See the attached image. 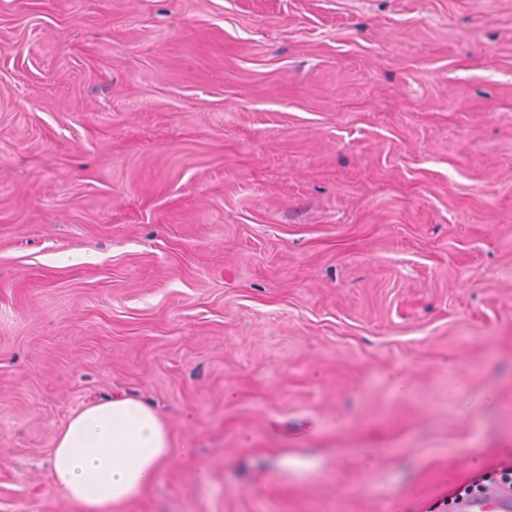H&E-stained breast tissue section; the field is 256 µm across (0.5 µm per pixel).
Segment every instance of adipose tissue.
<instances>
[{
  "label": "adipose tissue",
  "instance_id": "obj_1",
  "mask_svg": "<svg viewBox=\"0 0 512 512\" xmlns=\"http://www.w3.org/2000/svg\"><path fill=\"white\" fill-rule=\"evenodd\" d=\"M173 449L157 412L129 397L86 406L58 435L54 487L80 512H112L142 493Z\"/></svg>",
  "mask_w": 512,
  "mask_h": 512
}]
</instances>
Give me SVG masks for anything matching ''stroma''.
<instances>
[{
  "label": "stroma",
  "mask_w": 512,
  "mask_h": 512,
  "mask_svg": "<svg viewBox=\"0 0 512 512\" xmlns=\"http://www.w3.org/2000/svg\"><path fill=\"white\" fill-rule=\"evenodd\" d=\"M115 394L174 454L113 512L512 466V0H0V512Z\"/></svg>",
  "instance_id": "stroma-1"
}]
</instances>
